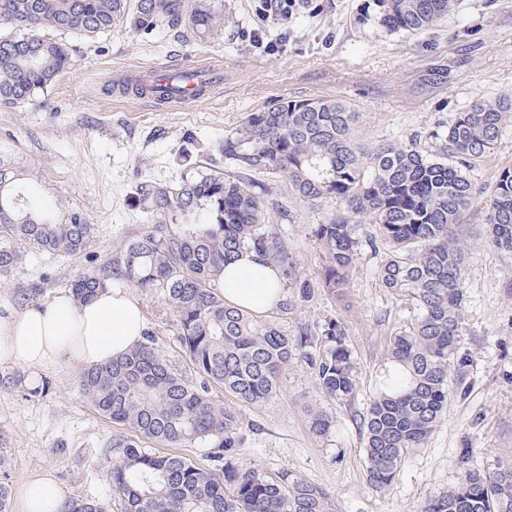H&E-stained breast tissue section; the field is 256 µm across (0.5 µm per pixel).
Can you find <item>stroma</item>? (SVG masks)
Returning <instances> with one entry per match:
<instances>
[{
  "label": "stroma",
  "instance_id": "stroma-1",
  "mask_svg": "<svg viewBox=\"0 0 512 512\" xmlns=\"http://www.w3.org/2000/svg\"><path fill=\"white\" fill-rule=\"evenodd\" d=\"M224 13L231 22L223 38L202 45L125 27L93 39L70 37L73 69L24 106H0V161L17 169L31 206L76 209L94 226L87 255L28 252L0 286L1 314L48 299L88 269L103 268L147 227L134 195L140 180L178 179L186 147L203 166L223 171L218 143L249 113L278 100H336L359 112V139L405 143L427 134L434 149V132L447 131L474 101L512 97V0H457L453 13L420 32L390 29L376 0H324L317 15L268 19V38L290 35L284 51L270 54L243 37L257 23L252 0H224ZM213 58L224 63L223 85L181 109L122 98L113 89L120 71ZM436 71L442 78L434 82ZM504 167L512 168V120L468 172L476 194L462 218L467 297L459 348L471 361L470 386L463 394L450 392L439 426L424 447L409 452L392 484L378 491L367 482L361 419L390 365V338L407 326L413 309L382 287L378 271L386 254L372 246L376 227L368 223L358 227L361 246L344 295L316 288L303 300L292 291V309L277 315L291 331L330 317L343 322L356 364L354 397H325L309 367L293 361L274 402L236 408L244 434L236 450L241 468L296 473L329 491L339 512H420L427 499L462 478L459 449H470L469 466L479 470L512 453V255L498 251L483 229L495 176ZM252 181L269 206H288L293 221L282 230L296 275L315 284L321 252L312 230L334 202L301 200L277 175L260 173ZM138 297L160 354L194 378L170 306L154 294ZM82 373L65 363L0 365V469L16 486L31 473H49L66 499L92 497L108 512H122L108 489L117 458L112 440L123 429L82 396ZM316 412L331 421L327 435L310 428Z\"/></svg>",
  "mask_w": 512,
  "mask_h": 512
}]
</instances>
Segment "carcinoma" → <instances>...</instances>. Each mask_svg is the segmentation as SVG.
I'll return each mask as SVG.
<instances>
[{
  "label": "carcinoma",
  "mask_w": 512,
  "mask_h": 512,
  "mask_svg": "<svg viewBox=\"0 0 512 512\" xmlns=\"http://www.w3.org/2000/svg\"><path fill=\"white\" fill-rule=\"evenodd\" d=\"M383 21L417 32L455 8V0H378ZM230 18L224 0H0V106L21 107L71 69L73 49L61 36L94 38L126 26L140 35L164 30L185 40L218 39ZM512 99L477 100L458 114L433 152L415 135L407 144L358 139L359 113L325 99H283L252 112L224 135L219 151L236 170L194 169L177 181H140L135 195L152 229L124 243L103 271H87L67 288L92 299L109 280L160 294L176 314L178 336L199 385L176 372L148 334L130 353L82 374L83 397L131 434L112 439L118 459L111 487L124 512H337L330 493L283 471L269 477L241 470L235 411L209 396L217 385L240 403L274 401L288 366L302 359L319 388L347 401L356 390L353 352L342 322L329 318L290 333L274 319L224 303L218 290L225 265L245 250L282 269L283 288L307 299L280 225L270 223L252 173L284 178L306 201L331 199L336 208L315 225L321 248L318 287H346L359 250L356 225L375 224L386 250L378 278L414 305L409 326L390 339L392 372L363 415L368 483L383 490L406 455L423 447L448 405L450 387L465 390L469 362L458 357L465 300L463 212L474 186L465 170L494 149ZM19 175L0 163V284L25 250L79 255L93 225L80 211L38 210L26 200ZM486 232L512 254V169L494 180ZM210 446L205 468L177 453L160 454L144 440ZM62 512H106L95 499H74ZM421 512H512V459L493 469H467L459 483L431 497Z\"/></svg>",
  "instance_id": "carcinoma-1"
}]
</instances>
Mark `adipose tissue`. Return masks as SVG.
Returning a JSON list of instances; mask_svg holds the SVG:
<instances>
[{
	"label": "adipose tissue",
	"mask_w": 512,
	"mask_h": 512,
	"mask_svg": "<svg viewBox=\"0 0 512 512\" xmlns=\"http://www.w3.org/2000/svg\"><path fill=\"white\" fill-rule=\"evenodd\" d=\"M277 269L255 252L227 266L219 287L225 302L260 316L281 300ZM146 318L136 294L106 286L90 301L71 293L0 315V365L38 366L61 362L106 363L126 355L143 340ZM64 495L46 473H33L18 489V512H60Z\"/></svg>",
	"instance_id": "1"
}]
</instances>
